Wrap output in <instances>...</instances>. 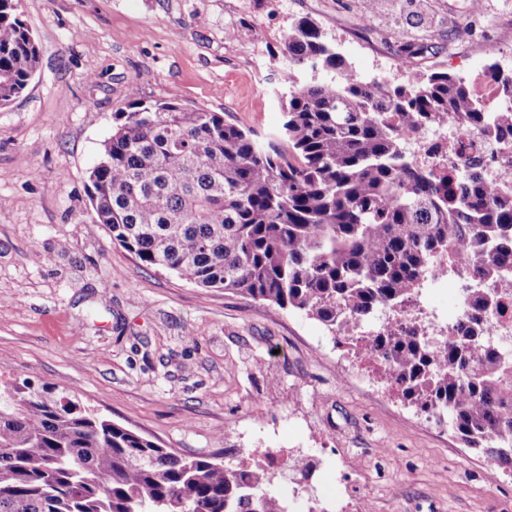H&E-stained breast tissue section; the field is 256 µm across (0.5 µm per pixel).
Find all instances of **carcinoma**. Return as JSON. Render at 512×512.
<instances>
[{"instance_id": "obj_1", "label": "carcinoma", "mask_w": 512, "mask_h": 512, "mask_svg": "<svg viewBox=\"0 0 512 512\" xmlns=\"http://www.w3.org/2000/svg\"><path fill=\"white\" fill-rule=\"evenodd\" d=\"M282 53L316 76L290 92L281 131L265 140L176 92L115 113L89 175L97 223L146 267L339 336L352 316L420 288L434 261L464 270L462 317L436 345L413 320L369 348L402 402L512 473V347L485 336L498 297L512 295V186L488 184L479 164L456 179L415 166L407 143L450 113L512 138V74L486 66L508 102L485 112L443 71L412 84L358 76L309 18ZM38 66L19 0H0V106ZM296 458L302 483L314 463ZM272 479L260 463L182 457L57 383L0 384V512H289Z\"/></svg>"}]
</instances>
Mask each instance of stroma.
Masks as SVG:
<instances>
[{"label":"stroma","mask_w":512,"mask_h":512,"mask_svg":"<svg viewBox=\"0 0 512 512\" xmlns=\"http://www.w3.org/2000/svg\"><path fill=\"white\" fill-rule=\"evenodd\" d=\"M20 0L40 50L0 107V378L73 387L95 412L184 457L261 462L292 512H512V477L376 380L347 383L343 337L301 313L140 265L96 223L89 172L131 97L184 104L274 136L293 87L283 41L301 17L359 75L412 83L512 70V0ZM469 30L467 38L458 28ZM314 456L313 495L281 469Z\"/></svg>","instance_id":"obj_1"}]
</instances>
